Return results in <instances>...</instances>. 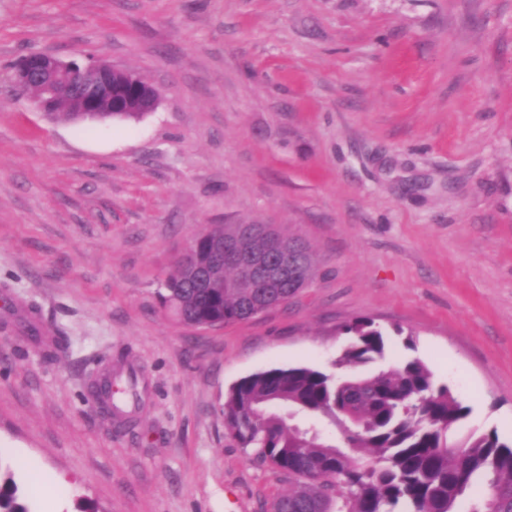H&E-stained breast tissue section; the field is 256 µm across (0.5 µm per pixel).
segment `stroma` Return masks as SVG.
<instances>
[{"label":"stroma","instance_id":"obj_1","mask_svg":"<svg viewBox=\"0 0 512 512\" xmlns=\"http://www.w3.org/2000/svg\"><path fill=\"white\" fill-rule=\"evenodd\" d=\"M33 51L104 55L160 103L35 111L11 80ZM220 224L302 237L316 278L180 324L162 281ZM359 317L469 406L457 437H512V0H0V468L30 512H269L288 482L226 435L224 394L330 368ZM130 367L125 430L90 384Z\"/></svg>","mask_w":512,"mask_h":512}]
</instances>
